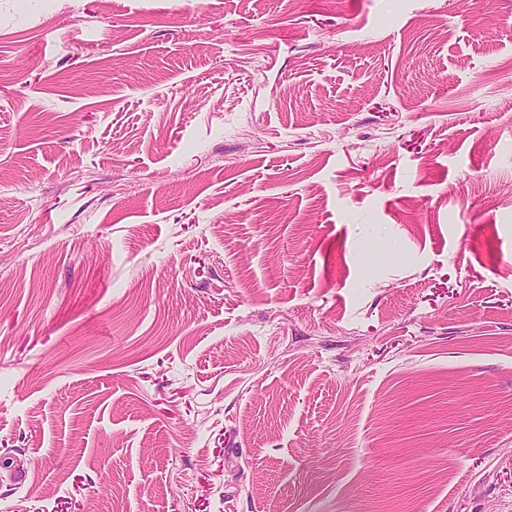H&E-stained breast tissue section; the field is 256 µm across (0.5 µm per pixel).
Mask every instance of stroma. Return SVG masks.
<instances>
[{
	"label": "stroma",
	"mask_w": 512,
	"mask_h": 512,
	"mask_svg": "<svg viewBox=\"0 0 512 512\" xmlns=\"http://www.w3.org/2000/svg\"><path fill=\"white\" fill-rule=\"evenodd\" d=\"M0 512H512V0H0Z\"/></svg>",
	"instance_id": "35a3bbf8"
}]
</instances>
